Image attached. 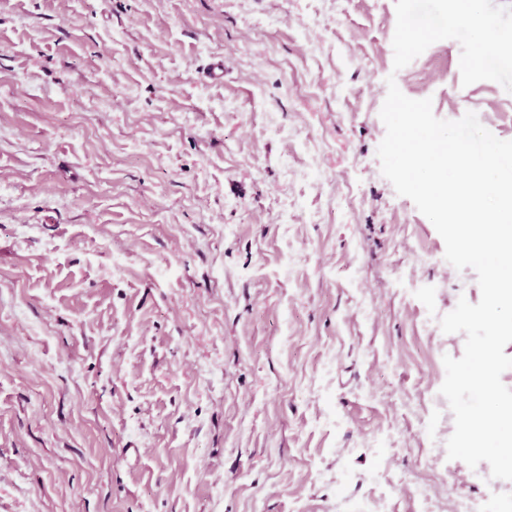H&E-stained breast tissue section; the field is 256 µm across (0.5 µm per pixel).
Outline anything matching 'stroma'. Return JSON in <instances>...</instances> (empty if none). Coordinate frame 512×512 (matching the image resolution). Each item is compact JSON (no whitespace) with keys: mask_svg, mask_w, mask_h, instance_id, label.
Returning a JSON list of instances; mask_svg holds the SVG:
<instances>
[{"mask_svg":"<svg viewBox=\"0 0 512 512\" xmlns=\"http://www.w3.org/2000/svg\"><path fill=\"white\" fill-rule=\"evenodd\" d=\"M395 0H0V512H452L439 319L477 303L377 148L388 79L512 140ZM224 61V76L206 72Z\"/></svg>","mask_w":512,"mask_h":512,"instance_id":"obj_1","label":"stroma"}]
</instances>
